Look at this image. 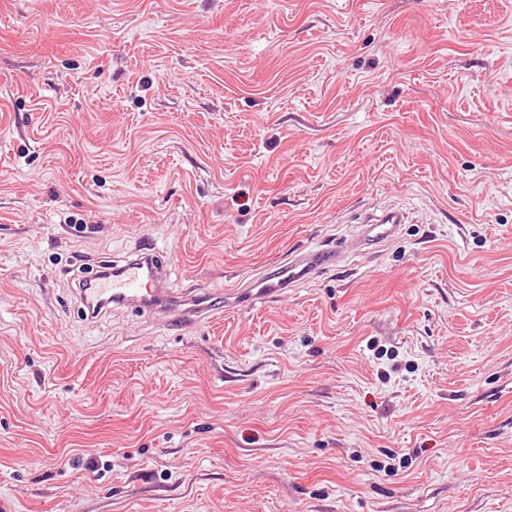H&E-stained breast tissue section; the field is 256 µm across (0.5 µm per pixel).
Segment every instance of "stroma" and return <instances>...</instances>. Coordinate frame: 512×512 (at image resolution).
Segmentation results:
<instances>
[{
    "label": "stroma",
    "instance_id": "obj_1",
    "mask_svg": "<svg viewBox=\"0 0 512 512\" xmlns=\"http://www.w3.org/2000/svg\"><path fill=\"white\" fill-rule=\"evenodd\" d=\"M389 207L190 333L81 312L141 245L231 288ZM0 498L512 512V0H0Z\"/></svg>",
    "mask_w": 512,
    "mask_h": 512
}]
</instances>
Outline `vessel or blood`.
Returning <instances> with one entry per match:
<instances>
[{
    "instance_id": "vessel-or-blood-1",
    "label": "vessel or blood",
    "mask_w": 512,
    "mask_h": 512,
    "mask_svg": "<svg viewBox=\"0 0 512 512\" xmlns=\"http://www.w3.org/2000/svg\"><path fill=\"white\" fill-rule=\"evenodd\" d=\"M403 222L400 213L392 211L368 220L366 235L335 248H315L289 257L287 263L256 282L234 288L214 286L203 288L193 296L172 295L166 287L170 270L161 258L144 253L114 267L107 277L80 289L79 300L85 314L130 307L149 311L170 323L189 327L209 323L223 314L239 309L263 307L285 288L308 279L326 265L344 260L347 253L361 250L364 243H383L394 238Z\"/></svg>"
}]
</instances>
